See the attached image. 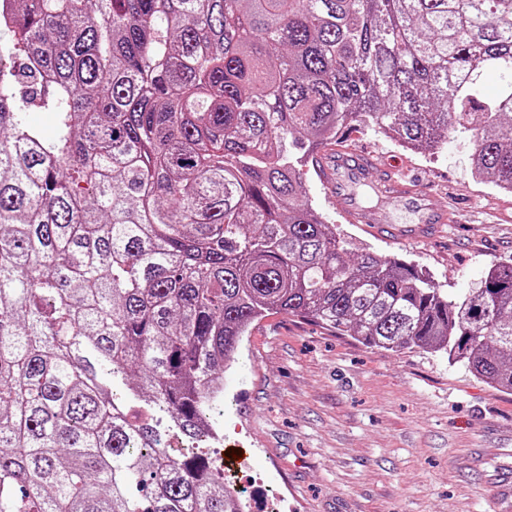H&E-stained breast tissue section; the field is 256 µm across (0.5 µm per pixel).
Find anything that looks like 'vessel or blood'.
<instances>
[{"mask_svg": "<svg viewBox=\"0 0 512 512\" xmlns=\"http://www.w3.org/2000/svg\"><path fill=\"white\" fill-rule=\"evenodd\" d=\"M316 175L326 194L335 202L341 217L377 236L396 240H427L443 234L451 220L449 210L434 206L429 192L416 177L407 173H384L368 149L336 147L317 152L313 162ZM377 182L386 207L364 208L353 188L360 183ZM415 218L414 223L393 221L392 210Z\"/></svg>", "mask_w": 512, "mask_h": 512, "instance_id": "vessel-or-blood-1", "label": "vessel or blood"}]
</instances>
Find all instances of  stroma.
Here are the masks:
<instances>
[{
	"instance_id": "stroma-1",
	"label": "stroma",
	"mask_w": 512,
	"mask_h": 512,
	"mask_svg": "<svg viewBox=\"0 0 512 512\" xmlns=\"http://www.w3.org/2000/svg\"><path fill=\"white\" fill-rule=\"evenodd\" d=\"M341 138L421 174L458 217L438 241L381 239L344 223L308 174L306 196L359 245L410 258L458 294L512 261V223L496 221L512 194L472 178L462 140L429 157L358 126ZM212 416L240 456L224 476L249 512H512V394L438 353L369 348L272 314L244 337Z\"/></svg>"
}]
</instances>
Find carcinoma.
Instances as JSON below:
<instances>
[{
    "label": "carcinoma",
    "instance_id": "cac0c4a2",
    "mask_svg": "<svg viewBox=\"0 0 512 512\" xmlns=\"http://www.w3.org/2000/svg\"><path fill=\"white\" fill-rule=\"evenodd\" d=\"M352 125L431 154L469 135L473 176L512 193V0L0 14V512H246L165 442L199 441L272 313L512 393V263L458 295L303 195L310 152Z\"/></svg>",
    "mask_w": 512,
    "mask_h": 512
}]
</instances>
